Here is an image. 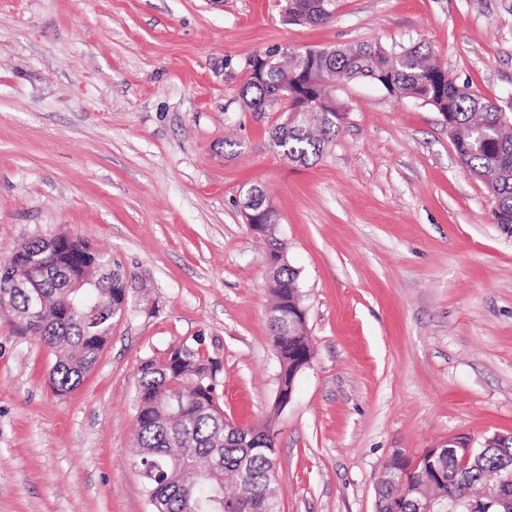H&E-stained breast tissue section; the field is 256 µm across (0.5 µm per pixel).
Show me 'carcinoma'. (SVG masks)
Listing matches in <instances>:
<instances>
[{"mask_svg":"<svg viewBox=\"0 0 512 512\" xmlns=\"http://www.w3.org/2000/svg\"><path fill=\"white\" fill-rule=\"evenodd\" d=\"M338 0H287L288 17L312 25L333 19ZM276 46L265 57L270 63L263 78L249 75L241 90L252 112L274 111L275 95L288 92L292 108L307 104L306 115L277 124L271 147L289 161L306 165L334 140L345 119V106L328 89L362 79L389 96L409 98L433 107L448 123L456 153L473 175L486 179L493 199L491 219L512 224V113L460 85L441 67L426 62L418 45L362 42L316 49L290 50ZM252 203L269 224L265 242L272 253L280 248L274 222L276 210L257 184H248ZM32 252L43 253L44 271L38 277L40 294L36 325L29 320L30 289L12 287L13 278ZM112 263V257L88 241L72 236L48 243L35 238L22 244L9 264L0 267V308L15 317L24 330L38 336L56 356L51 383L58 395L77 388L98 363L112 328V320L131 306L140 274L120 267L81 288L68 282L86 276L93 265ZM299 272L289 263L270 266V311L293 316L285 327L269 319L279 372L290 377L313 358L306 321L298 314L302 299ZM203 337L172 347L163 358L141 360L135 397L138 470L151 512H280L277 486L280 475L274 460L273 438L262 427L234 428L224 423L219 404L221 361L202 348ZM461 454L440 453L405 470L404 484H384L378 508L398 499L401 512H417L425 497L434 508L448 512H507L509 503L493 498L502 478L512 477V436L497 435L473 449L466 468Z\"/></svg>","mask_w":512,"mask_h":512,"instance_id":"1","label":"carcinoma"}]
</instances>
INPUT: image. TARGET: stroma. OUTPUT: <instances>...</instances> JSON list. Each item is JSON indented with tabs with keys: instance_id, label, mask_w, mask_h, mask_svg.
I'll use <instances>...</instances> for the list:
<instances>
[{
	"instance_id": "1",
	"label": "stroma",
	"mask_w": 512,
	"mask_h": 512,
	"mask_svg": "<svg viewBox=\"0 0 512 512\" xmlns=\"http://www.w3.org/2000/svg\"><path fill=\"white\" fill-rule=\"evenodd\" d=\"M420 43L458 82L512 104V0H0V263L68 233L147 280L67 395L55 357L0 314V512H150L130 462L142 358L200 336L219 402L268 424L281 512H376L393 454L512 434V226L431 107L342 85L336 138L300 166L278 118L242 104L248 58ZM264 186L313 346L274 405L267 251L242 214ZM288 17L312 25L326 24L333 19L338 0H287Z\"/></svg>"
}]
</instances>
